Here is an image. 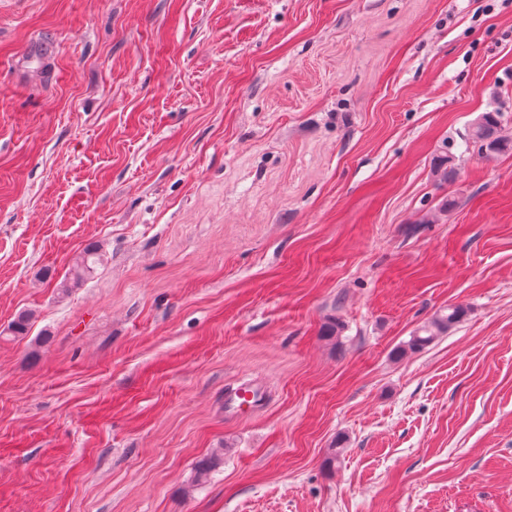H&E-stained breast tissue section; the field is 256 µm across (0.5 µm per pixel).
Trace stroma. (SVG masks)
<instances>
[{
  "label": "stroma",
  "instance_id": "1",
  "mask_svg": "<svg viewBox=\"0 0 512 512\" xmlns=\"http://www.w3.org/2000/svg\"><path fill=\"white\" fill-rule=\"evenodd\" d=\"M495 108L512 0H0V512H512ZM464 141L478 144L481 153L488 158L512 154V135L503 133L498 111L483 112L477 116ZM101 260L100 247L95 243H89L68 276L56 283L58 294L68 295L72 288L80 286L94 272ZM466 313L462 306L448 305L447 309L418 327L408 341L395 348L394 355L400 357L408 352L414 353L427 348L438 336L448 334L454 329L464 319ZM262 398L263 392L258 387L245 385L227 393L226 409L232 414H242L244 406L256 407Z\"/></svg>",
  "mask_w": 512,
  "mask_h": 512
}]
</instances>
